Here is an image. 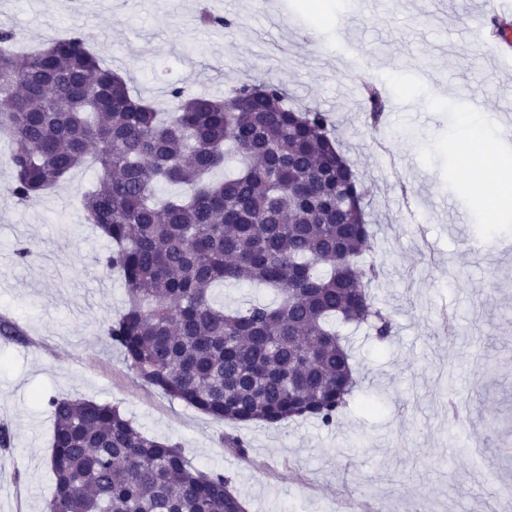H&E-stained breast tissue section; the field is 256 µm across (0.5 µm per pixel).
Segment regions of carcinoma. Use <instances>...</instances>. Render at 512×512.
Segmentation results:
<instances>
[{"label": "carcinoma", "mask_w": 512, "mask_h": 512, "mask_svg": "<svg viewBox=\"0 0 512 512\" xmlns=\"http://www.w3.org/2000/svg\"><path fill=\"white\" fill-rule=\"evenodd\" d=\"M0 29V134L8 192L31 201L91 165L85 223L114 249L102 260L126 286L104 329L147 387L216 419L331 427L356 384L339 324L379 339L364 191L329 113L288 105L279 81L245 80L223 97L172 85L168 117L74 32L30 54ZM363 112L378 130L388 101L370 83ZM240 168L211 179L227 158ZM186 187L165 197L159 187ZM258 283L272 306L226 312L214 287ZM48 512H247L229 480L180 446L140 431L118 407L51 398Z\"/></svg>", "instance_id": "1"}]
</instances>
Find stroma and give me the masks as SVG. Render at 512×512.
Here are the masks:
<instances>
[{"label":"stroma","mask_w":512,"mask_h":512,"mask_svg":"<svg viewBox=\"0 0 512 512\" xmlns=\"http://www.w3.org/2000/svg\"><path fill=\"white\" fill-rule=\"evenodd\" d=\"M0 0V29L24 48L80 31L133 91L164 104L170 85L223 95L254 78L282 82L292 105L329 112L365 191L373 237L363 255L393 332L346 327L358 388L335 426L220 421L151 390L107 342L124 310L111 245L86 224L92 169L31 201L8 193L0 142V512H44L53 492L50 397L109 403L141 431L223 473L248 512H512V214L478 187L459 149L479 108L498 142L512 62L483 52L471 15L491 0ZM236 18L205 26L203 10ZM388 98L379 132L365 124L363 81ZM32 257L19 262L18 248ZM460 410L478 452L453 446ZM243 441V451L230 439Z\"/></svg>","instance_id":"stroma-1"}]
</instances>
